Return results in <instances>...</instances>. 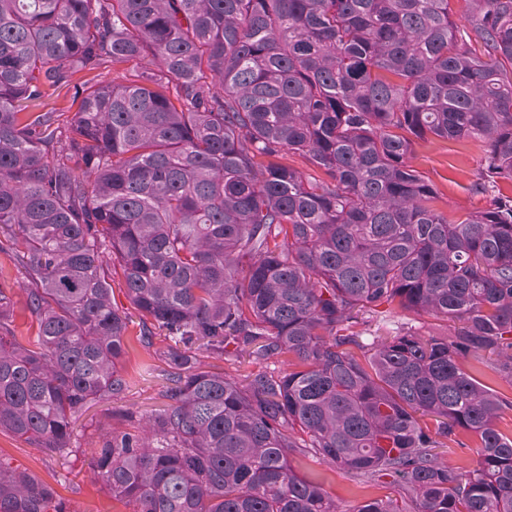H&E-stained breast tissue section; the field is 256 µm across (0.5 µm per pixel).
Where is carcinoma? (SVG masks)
Wrapping results in <instances>:
<instances>
[{"instance_id":"cac0c4a2","label":"carcinoma","mask_w":512,"mask_h":512,"mask_svg":"<svg viewBox=\"0 0 512 512\" xmlns=\"http://www.w3.org/2000/svg\"><path fill=\"white\" fill-rule=\"evenodd\" d=\"M467 2L460 28L448 0H0V252L38 327L15 336L0 288V432L66 458L74 418L131 388L116 266L140 343L168 340L165 407L91 444L133 512H341L305 451L400 491L356 512H512V397L464 365L512 385V197L450 224L409 165L416 139H474L476 190L512 180V0ZM137 59L66 121L28 111ZM384 304L454 329L366 343ZM463 433L473 469L436 452ZM0 512L67 508L0 458ZM145 67H147L146 60H135L125 64L101 69L95 73H77L72 80L69 87H62L56 91H51L50 95L45 99L43 108L35 109L30 112H65V116L70 115L71 112H76L80 104V98L74 97L73 86H83L84 84L94 83H107L115 81L131 82L135 81L137 74H139Z\"/></svg>"}]
</instances>
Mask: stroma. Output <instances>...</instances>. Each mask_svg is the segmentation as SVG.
I'll list each match as a JSON object with an SVG mask.
<instances>
[{"label":"stroma","instance_id":"obj_1","mask_svg":"<svg viewBox=\"0 0 512 512\" xmlns=\"http://www.w3.org/2000/svg\"><path fill=\"white\" fill-rule=\"evenodd\" d=\"M146 66L145 61L135 60L118 66H109L95 73H77L73 84L62 87L46 97L45 110L71 113L77 111L80 100L74 95L75 87L84 84L110 81H134ZM484 156V145L477 140L449 141L436 137L416 141L409 156L410 166L417 170L435 188L438 198L436 208L448 218L456 220L465 212L484 208L488 195L476 193L473 185L478 179ZM25 277L12 257L0 253V288H8L14 294L13 325L17 336L29 340L36 335V325L26 308ZM400 328L421 334L445 332L444 322L429 316H418L401 309H394L390 317L373 318L368 327L372 336L393 334ZM137 323H130L127 350L122 359L124 372L134 385L124 398L118 400L119 408L147 417L162 408L161 390L165 384L164 365L154 359L150 350L142 347L137 335ZM0 455L10 458L13 465L27 469L50 484L63 498L70 512H130L124 502L112 497L99 482L84 478L86 457L74 454L66 458L52 459L40 449L0 433ZM295 469L302 475L323 482L325 490L333 496L342 512H356L364 502L395 496V489L385 481L360 485L347 475L308 453L294 456Z\"/></svg>","mask_w":512,"mask_h":512}]
</instances>
